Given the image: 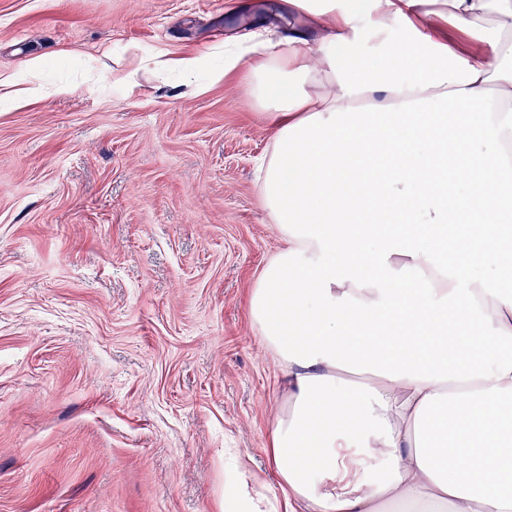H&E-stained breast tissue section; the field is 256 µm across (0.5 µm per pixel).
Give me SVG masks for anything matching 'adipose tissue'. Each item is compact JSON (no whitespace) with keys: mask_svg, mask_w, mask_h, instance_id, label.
I'll return each instance as SVG.
<instances>
[{"mask_svg":"<svg viewBox=\"0 0 512 512\" xmlns=\"http://www.w3.org/2000/svg\"><path fill=\"white\" fill-rule=\"evenodd\" d=\"M287 2L326 34L261 40L251 81L277 485L306 512H512V0Z\"/></svg>","mask_w":512,"mask_h":512,"instance_id":"obj_1","label":"adipose tissue"}]
</instances>
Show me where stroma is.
Returning <instances> with one entry per match:
<instances>
[{
  "mask_svg": "<svg viewBox=\"0 0 512 512\" xmlns=\"http://www.w3.org/2000/svg\"><path fill=\"white\" fill-rule=\"evenodd\" d=\"M266 2L0 0V512H224L231 459L276 494L273 132L206 79Z\"/></svg>",
  "mask_w": 512,
  "mask_h": 512,
  "instance_id": "1",
  "label": "stroma"
}]
</instances>
